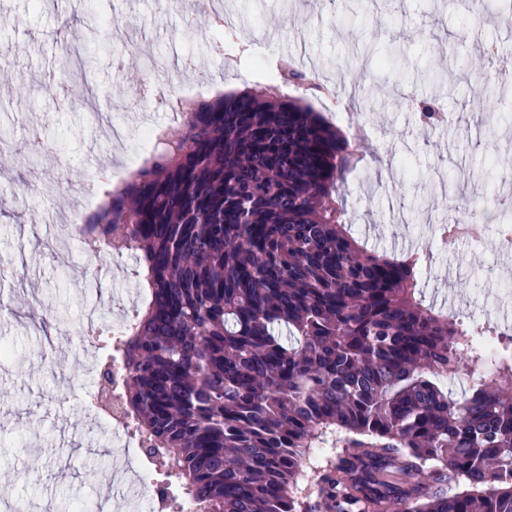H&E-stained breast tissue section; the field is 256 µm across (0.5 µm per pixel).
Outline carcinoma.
<instances>
[{
    "mask_svg": "<svg viewBox=\"0 0 512 512\" xmlns=\"http://www.w3.org/2000/svg\"><path fill=\"white\" fill-rule=\"evenodd\" d=\"M263 96L186 103L78 225L134 253L149 288L102 366L117 352L144 456L178 482L171 512H314L297 479L330 430L359 453L322 475L329 512H512V351L448 393L491 328L425 304L419 260L353 236L341 178L363 143L277 84Z\"/></svg>",
    "mask_w": 512,
    "mask_h": 512,
    "instance_id": "carcinoma-1",
    "label": "carcinoma"
}]
</instances>
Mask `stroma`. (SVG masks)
Masks as SVG:
<instances>
[{"label": "stroma", "mask_w": 512, "mask_h": 512, "mask_svg": "<svg viewBox=\"0 0 512 512\" xmlns=\"http://www.w3.org/2000/svg\"><path fill=\"white\" fill-rule=\"evenodd\" d=\"M486 11L465 13L459 0H224L238 49L232 69L210 50V38L195 27L158 25L165 0H75L62 10L55 0H0V70L15 84L0 85V137L13 149L0 165V181L34 182L36 197L0 202V249L19 259L14 281L0 286V341L13 357L0 366V496L21 499L32 512H125L122 501H105L101 485L87 476L110 464L104 433L85 436L88 424L76 396L81 359L73 336L61 334L85 311L104 305L115 292L144 298L135 260L118 277L87 282L78 249L56 250L59 218L72 215L90 189L94 170L111 169L144 148L142 130L170 119L166 112L137 108L139 83L113 75L112 59H132V47L164 59L194 53L212 79L203 99L229 91H252L265 84L254 63L258 56L306 55L319 75L335 81L338 72L364 74L361 99L352 120L337 121L347 136L362 135L366 152L345 182L352 230L368 248L401 254L400 240L428 249L431 260L420 273L427 304H452L460 317L500 330L512 318V253L498 250L494 234L481 243L442 245L438 227L457 218L444 191L459 176L478 198L499 192L498 158L512 157V87L495 78L484 60L489 43L512 45V29L502 19L507 0H485ZM79 35L91 53L87 69L64 70L60 48ZM392 59L389 70L379 58ZM489 75L480 112L468 102L477 72ZM410 87L417 98L451 112L450 124L426 132L419 113L400 95ZM95 97L102 112L124 123L128 138L115 151L97 127L84 100ZM42 127L39 157L26 159L28 126ZM31 482H17L20 470ZM83 500H76V489Z\"/></svg>", "instance_id": "stroma-1"}]
</instances>
